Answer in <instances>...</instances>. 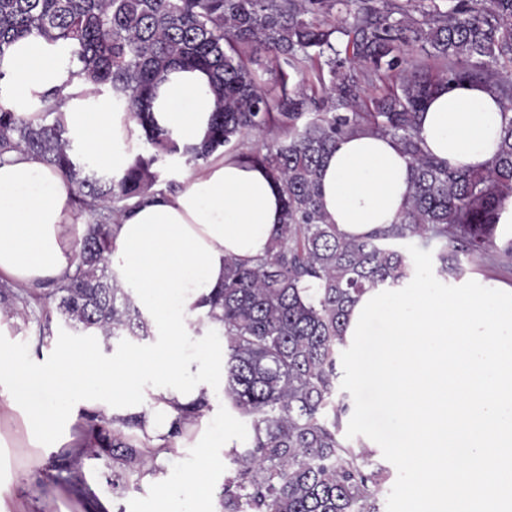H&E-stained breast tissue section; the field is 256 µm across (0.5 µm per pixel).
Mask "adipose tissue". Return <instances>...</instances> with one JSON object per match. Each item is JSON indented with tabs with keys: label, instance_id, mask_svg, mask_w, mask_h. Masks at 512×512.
<instances>
[{
	"label": "adipose tissue",
	"instance_id": "ef3b65f1",
	"mask_svg": "<svg viewBox=\"0 0 512 512\" xmlns=\"http://www.w3.org/2000/svg\"><path fill=\"white\" fill-rule=\"evenodd\" d=\"M62 46L38 36L16 41L0 57V104L18 117L42 122L44 95L64 89L58 114L80 151L103 168L128 160L123 148L135 128L113 93L70 78ZM216 98L198 70L169 71L150 103L156 122L172 129L179 149L205 138ZM503 103L475 84L441 86L421 115L426 151L464 170L484 168L496 155ZM329 223L363 238L393 223L411 186L408 157L391 138L358 134L340 140L321 170ZM74 188L59 170L14 152L0 160V281L25 292L55 285L76 269L74 252L87 227L74 219ZM282 217L281 192L264 166L220 152L192 168L173 193L147 196L114 225L108 266L135 306L158 326L165 342L102 359L90 347L60 346L42 368L0 345V470L27 473L46 466L52 449L83 461L90 439L83 410L112 420L136 416L138 445L147 453L142 482L157 495L160 512H198L224 452L244 445L240 429L216 415L183 410L224 387V352L216 350L207 377H194L184 343L187 317L204 311L224 284V260L265 254ZM151 379L150 396L141 383ZM23 449L14 458L13 449ZM193 448L190 465L176 468L175 449Z\"/></svg>",
	"mask_w": 512,
	"mask_h": 512
}]
</instances>
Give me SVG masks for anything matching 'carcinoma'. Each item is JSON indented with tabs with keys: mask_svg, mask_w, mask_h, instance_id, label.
<instances>
[{
	"mask_svg": "<svg viewBox=\"0 0 512 512\" xmlns=\"http://www.w3.org/2000/svg\"><path fill=\"white\" fill-rule=\"evenodd\" d=\"M59 42L70 77L115 92L147 144L113 173L74 152L59 119L34 125L0 104V158L16 151L62 171L81 213L112 211L77 241L76 272L48 300L66 326L111 339L149 336V321L109 273L110 224L154 191L160 164L178 154L149 104L172 66L208 74L218 107L198 166L218 150L264 165L279 184L283 219L265 255L228 258L224 287L198 317L224 337V403L249 421L246 446L226 451L223 512H377L390 472L365 444L342 438L351 411L337 357L356 298L415 272L403 243L440 244L437 275L456 281L460 256L492 253L512 273V240L496 242L512 202V0H0V57L17 40ZM263 52L277 92L260 87ZM329 81H324V73ZM302 79L291 82V74ZM481 84L509 104L498 152L481 171L428 154L419 135L428 99L444 82ZM373 87L361 95V83ZM371 133L408 156L412 191L400 218L363 240L327 221L319 173L336 142ZM269 134L255 147L252 135ZM0 303L27 319L28 297L0 283ZM136 417L101 420L89 432L100 453L146 465L125 430Z\"/></svg>",
	"mask_w": 512,
	"mask_h": 512,
	"instance_id": "cac0c4a2",
	"label": "carcinoma"
}]
</instances>
